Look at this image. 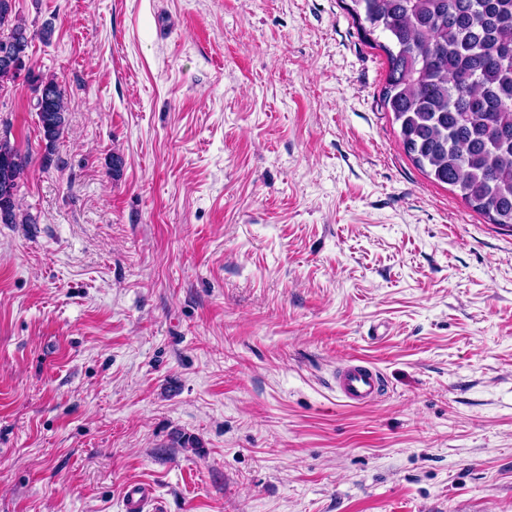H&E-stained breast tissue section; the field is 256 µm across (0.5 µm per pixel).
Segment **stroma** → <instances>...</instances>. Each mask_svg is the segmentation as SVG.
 Returning <instances> with one entry per match:
<instances>
[{"label":"stroma","mask_w":512,"mask_h":512,"mask_svg":"<svg viewBox=\"0 0 512 512\" xmlns=\"http://www.w3.org/2000/svg\"><path fill=\"white\" fill-rule=\"evenodd\" d=\"M348 3L15 0L72 110L47 160L0 88V512H512V230L406 154ZM30 165L31 156L28 152L22 153L8 140L0 141V213H7L8 224L30 222L16 197L19 182L23 180ZM336 391L349 405H366L382 392L379 370L361 360H348L336 373ZM126 512H160L151 484L136 483L126 487L123 496Z\"/></svg>","instance_id":"1"}]
</instances>
